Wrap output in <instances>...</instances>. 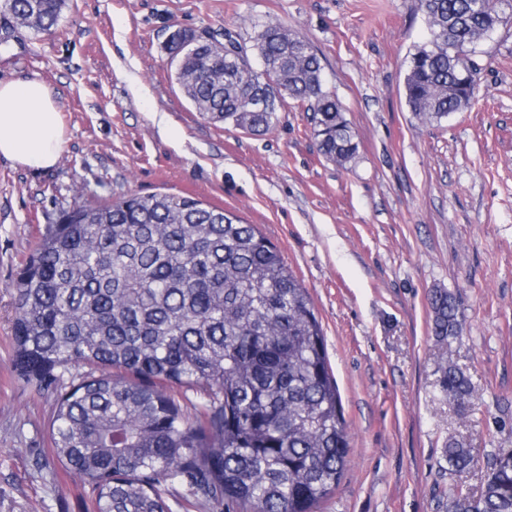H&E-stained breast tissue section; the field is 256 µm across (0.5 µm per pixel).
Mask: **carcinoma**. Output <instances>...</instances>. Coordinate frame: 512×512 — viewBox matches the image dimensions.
Returning <instances> with one entry per match:
<instances>
[{
    "label": "carcinoma",
    "mask_w": 512,
    "mask_h": 512,
    "mask_svg": "<svg viewBox=\"0 0 512 512\" xmlns=\"http://www.w3.org/2000/svg\"><path fill=\"white\" fill-rule=\"evenodd\" d=\"M66 0H0L34 32L55 26ZM428 38L407 62L406 103L441 124L470 107L461 54L512 22V0H419ZM175 78L197 112L252 134L273 127L289 98L313 112L320 153L343 164L356 133L323 89L322 65L302 36L277 25L248 47L231 33L173 31ZM17 376L55 390L56 370L90 372L59 393L52 450L90 487L93 512H313L338 485L349 441L321 323L306 288L253 224L188 196L131 195L62 211L15 285ZM432 333L457 334V304L430 298ZM441 388L466 409L473 387L456 366ZM196 391L195 414L173 389ZM461 476L471 449L448 441ZM448 512H512V448L496 453L477 496Z\"/></svg>",
    "instance_id": "1"
}]
</instances>
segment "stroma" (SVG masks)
Here are the masks:
<instances>
[{
  "label": "stroma",
  "instance_id": "stroma-1",
  "mask_svg": "<svg viewBox=\"0 0 512 512\" xmlns=\"http://www.w3.org/2000/svg\"><path fill=\"white\" fill-rule=\"evenodd\" d=\"M277 24L317 51L356 156L320 154L293 101L253 135L196 112L164 50L179 27L251 44ZM427 31L418 0H68L52 31L0 14V78L53 91L58 163L0 157V512H91L83 480L50 445L52 392L12 371L14 285L59 210L131 193L186 195L258 227L308 289L349 432L348 463L317 512H447L512 448V27L480 45L472 107L422 123L404 95ZM458 304V335L431 330L429 295ZM474 387L461 412L442 363ZM477 465L451 474L449 440Z\"/></svg>",
  "mask_w": 512,
  "mask_h": 512
}]
</instances>
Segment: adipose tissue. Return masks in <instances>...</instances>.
Returning <instances> with one entry per match:
<instances>
[{"mask_svg":"<svg viewBox=\"0 0 512 512\" xmlns=\"http://www.w3.org/2000/svg\"><path fill=\"white\" fill-rule=\"evenodd\" d=\"M65 144L57 101L35 78L0 80V157L34 169L54 166Z\"/></svg>","mask_w":512,"mask_h":512,"instance_id":"adipose-tissue-1","label":"adipose tissue"}]
</instances>
